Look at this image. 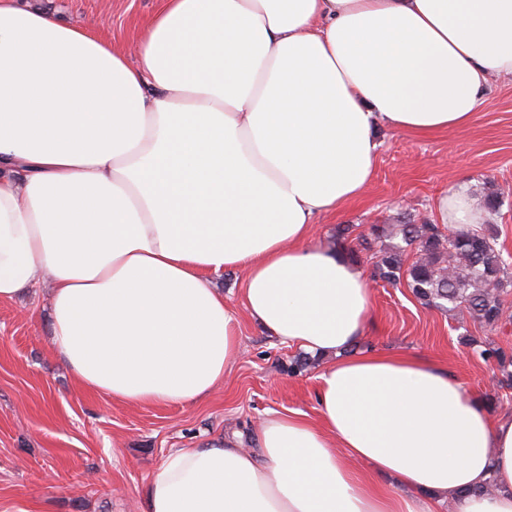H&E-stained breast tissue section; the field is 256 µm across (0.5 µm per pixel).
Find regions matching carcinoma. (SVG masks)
I'll return each instance as SVG.
<instances>
[{
  "mask_svg": "<svg viewBox=\"0 0 512 512\" xmlns=\"http://www.w3.org/2000/svg\"><path fill=\"white\" fill-rule=\"evenodd\" d=\"M496 224L473 230L452 229L444 224H372L357 237L364 250L380 245L376 268L379 278L392 285L404 284L421 305L448 313L459 310L481 326H502L504 278L512 256L500 247ZM415 260L405 264V255ZM481 359L493 362L502 373L501 384L512 385V351L492 344L473 349ZM320 358L300 353L288 365L296 374L319 366Z\"/></svg>",
  "mask_w": 512,
  "mask_h": 512,
  "instance_id": "1",
  "label": "carcinoma"
}]
</instances>
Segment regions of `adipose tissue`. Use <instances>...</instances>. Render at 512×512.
Masks as SVG:
<instances>
[{
	"label": "adipose tissue",
	"instance_id": "ef3b65f1",
	"mask_svg": "<svg viewBox=\"0 0 512 512\" xmlns=\"http://www.w3.org/2000/svg\"><path fill=\"white\" fill-rule=\"evenodd\" d=\"M134 50L0 0V304L50 283L54 355L126 404L223 383L227 269L269 336L327 357L318 420L171 449L145 512H512V413L435 360L354 351L368 279L311 242L369 184L378 128H465L512 78V0H161ZM437 205L484 218L461 183Z\"/></svg>",
	"mask_w": 512,
	"mask_h": 512
}]
</instances>
